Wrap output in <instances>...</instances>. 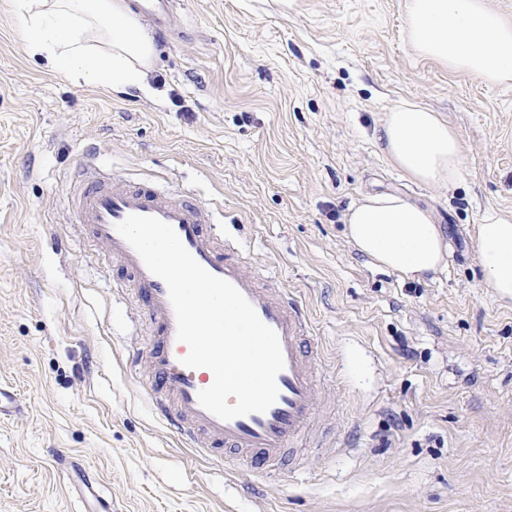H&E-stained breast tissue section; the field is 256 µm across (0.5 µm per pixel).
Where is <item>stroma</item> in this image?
Wrapping results in <instances>:
<instances>
[{"label": "stroma", "instance_id": "35a3bbf8", "mask_svg": "<svg viewBox=\"0 0 512 512\" xmlns=\"http://www.w3.org/2000/svg\"><path fill=\"white\" fill-rule=\"evenodd\" d=\"M405 0H174L150 17L153 89L46 72L0 0V512H77L102 477L115 512H512V307L475 249L512 216V86L416 56ZM462 140L464 179L417 183L376 133L401 101ZM196 195L247 274L308 311L332 373L289 469L270 478L181 445L151 409L147 302L76 222L75 166ZM395 192L429 209L447 267L422 281L368 263L348 208ZM12 386L0 383V419H7L24 410Z\"/></svg>", "mask_w": 512, "mask_h": 512}]
</instances>
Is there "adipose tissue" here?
<instances>
[{"label": "adipose tissue", "mask_w": 512, "mask_h": 512, "mask_svg": "<svg viewBox=\"0 0 512 512\" xmlns=\"http://www.w3.org/2000/svg\"><path fill=\"white\" fill-rule=\"evenodd\" d=\"M18 20L28 53L51 72L150 92L155 42L126 0H21ZM405 21L417 56L488 85L512 83V23L487 0H405ZM379 140L386 159L416 182L446 186L464 174L458 133L418 104L394 105ZM345 222L362 256L401 277L421 280L446 264L448 244L432 214L400 195L365 196ZM475 246L488 288L512 303V219L486 212Z\"/></svg>", "instance_id": "ef3b65f1"}]
</instances>
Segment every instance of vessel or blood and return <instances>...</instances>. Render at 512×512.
<instances>
[{"label": "vessel or blood", "instance_id": "vessel-or-blood-1", "mask_svg": "<svg viewBox=\"0 0 512 512\" xmlns=\"http://www.w3.org/2000/svg\"><path fill=\"white\" fill-rule=\"evenodd\" d=\"M170 5L171 0H140L141 10L162 27L170 21ZM78 176L82 183L76 202L78 223L88 226L93 238L120 259L147 301L154 324L155 415L185 443L205 437L201 456L226 455L256 469L278 465L287 448L303 439L318 402L321 375L312 371L309 362L319 358L320 349L305 309L287 291L272 294L242 270L235 244L208 230L212 212L200 199L172 198L153 183L111 185L98 179L88 164L80 167ZM132 214L153 216L171 225L192 256L211 274L237 287L262 322L276 332L285 367L276 379L278 398L266 412L224 421L200 405L198 393L212 384L213 374L206 368L183 365L188 347L176 336L168 288L117 230Z\"/></svg>", "mask_w": 512, "mask_h": 512}]
</instances>
